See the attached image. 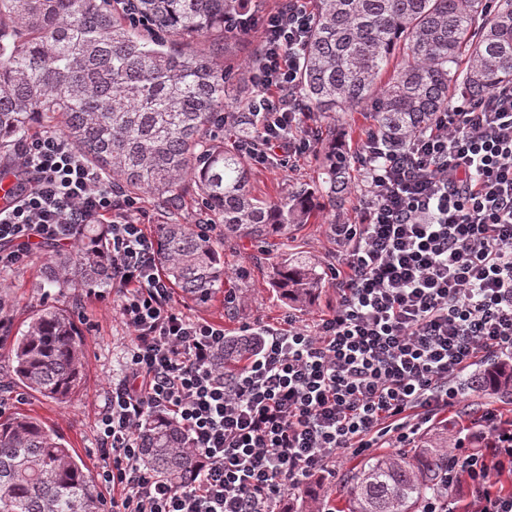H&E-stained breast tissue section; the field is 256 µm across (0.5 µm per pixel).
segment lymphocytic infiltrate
I'll return each instance as SVG.
<instances>
[{
  "label": "lymphocytic infiltrate",
  "instance_id": "1",
  "mask_svg": "<svg viewBox=\"0 0 512 512\" xmlns=\"http://www.w3.org/2000/svg\"><path fill=\"white\" fill-rule=\"evenodd\" d=\"M312 21L306 0L260 21L242 9L224 17L228 31L261 29L257 134L241 146L252 165H285L311 148L298 74ZM360 154L361 219L332 227L345 255L335 310L255 327L259 343L228 377L216 366L223 326L174 300L135 199L59 133L23 142L17 167L29 186L0 209V270L35 246L71 243L78 225L107 227L116 313L131 335L95 422L106 461L97 482L112 512H277L339 455L410 445L458 401L472 368L512 369V87L440 113L403 151L372 137ZM150 416L184 429L198 462L190 482L142 466ZM473 438L421 512H512V416L486 409Z\"/></svg>",
  "mask_w": 512,
  "mask_h": 512
}]
</instances>
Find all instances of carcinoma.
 <instances>
[{"instance_id": "cac0c4a2", "label": "carcinoma", "mask_w": 512, "mask_h": 512, "mask_svg": "<svg viewBox=\"0 0 512 512\" xmlns=\"http://www.w3.org/2000/svg\"><path fill=\"white\" fill-rule=\"evenodd\" d=\"M240 0H0V152L46 129L61 133L130 197L182 206L192 186L209 224L155 225L156 265L195 302L224 288V247L211 234L252 243L288 237L328 210L342 212L357 161L336 139L335 113L374 104L369 130L388 151L451 106L512 85V0H314L299 91L330 120L322 135L325 177L273 201L249 190V170L210 131L232 75L211 51L192 46L224 34V14ZM465 68H460L462 58ZM394 67L382 82L383 73ZM233 124L253 129L250 106ZM104 224H81L71 248L47 260L42 288H105L106 256L94 250ZM280 296L310 305L322 287L315 263L283 254L269 269ZM253 351V340L224 339V369ZM13 384L66 404L84 371L82 336L69 312L39 309L12 343ZM145 464L180 484L195 459L170 420L141 430ZM449 453L432 439L364 459L347 492L350 512H417L443 489ZM96 481L48 426L27 415L0 416V512H104Z\"/></svg>"}]
</instances>
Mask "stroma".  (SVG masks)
Wrapping results in <instances>:
<instances>
[{
    "label": "stroma",
    "mask_w": 512,
    "mask_h": 512,
    "mask_svg": "<svg viewBox=\"0 0 512 512\" xmlns=\"http://www.w3.org/2000/svg\"><path fill=\"white\" fill-rule=\"evenodd\" d=\"M259 43V35L255 32L239 34L225 41L221 61L235 76L230 88L233 98L246 97L254 91L252 70L245 67L244 62ZM323 168V155L315 147L286 167L250 166L249 189L258 199H273L286 195L294 184L317 182ZM332 221V215L320 214L315 223L304 225L292 232L288 239L277 241L268 248L234 240L225 242L227 274L223 290L207 303H189V313L223 323L229 336L241 335L244 328L258 324L280 327L290 318L309 323L328 313L335 308L337 299L330 273L341 265L331 231ZM53 251L50 245L35 247L28 264L0 273V381L13 375L11 345L14 338L25 332L35 310L53 305L72 314L83 337L84 383L67 404L56 403L19 387L6 393L1 391L0 409L8 415L23 413L43 421L65 439L67 446L94 473L103 464L95 422L105 405L113 379L124 370L130 336L118 321L111 299L86 298L80 291L70 288H41L43 264ZM282 252L314 256L320 263L321 272L326 275L320 294L308 307L297 308L282 301L270 285L268 266ZM488 408L506 413L512 411V401L468 392L459 405L449 410L447 422L431 423L426 433L444 435L449 443H456L462 425ZM359 462V457L350 454L339 457L334 471L323 473L304 488L286 495L285 504L301 507L306 496L313 492L323 499L330 512H337L345 505L348 480Z\"/></svg>",
    "instance_id": "obj_1"
}]
</instances>
